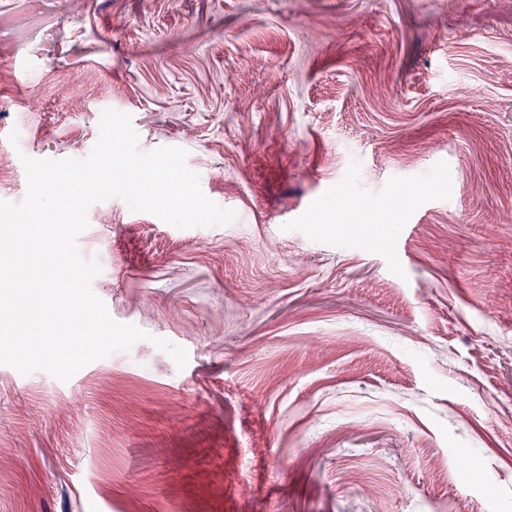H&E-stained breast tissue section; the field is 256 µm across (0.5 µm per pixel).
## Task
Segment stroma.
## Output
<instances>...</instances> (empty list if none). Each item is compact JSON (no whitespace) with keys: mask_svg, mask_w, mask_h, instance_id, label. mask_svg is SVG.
<instances>
[{"mask_svg":"<svg viewBox=\"0 0 512 512\" xmlns=\"http://www.w3.org/2000/svg\"><path fill=\"white\" fill-rule=\"evenodd\" d=\"M107 109L237 217L91 206L151 338L0 365V512H512V0H0V200Z\"/></svg>","mask_w":512,"mask_h":512,"instance_id":"obj_1","label":"stroma"}]
</instances>
